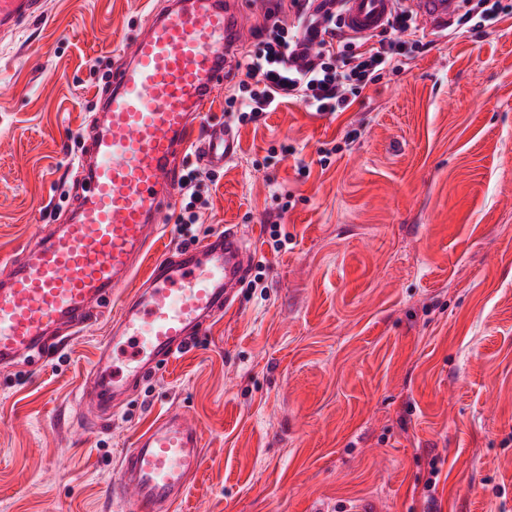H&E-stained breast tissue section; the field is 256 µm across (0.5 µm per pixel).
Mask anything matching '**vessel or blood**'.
Segmentation results:
<instances>
[{"mask_svg": "<svg viewBox=\"0 0 512 512\" xmlns=\"http://www.w3.org/2000/svg\"><path fill=\"white\" fill-rule=\"evenodd\" d=\"M396 6L397 0H344V28L355 35L378 31ZM413 6L440 31L457 0ZM43 13L44 0H0V31ZM241 18L239 7L224 0H171L123 49L111 89L89 118L72 220L43 235L24 261L0 265V364L42 349L55 328H86L122 295L175 196L179 157L189 146L210 169L234 155L232 128L202 123L201 116L242 40ZM250 266L235 225L154 258L138 289L122 296L89 375L101 416L193 346L200 326L231 305ZM203 462L200 431L172 411L137 436L113 488L129 512H173Z\"/></svg>", "mask_w": 512, "mask_h": 512, "instance_id": "obj_1", "label": "vessel or blood"}]
</instances>
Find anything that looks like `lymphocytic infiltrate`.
Returning a JSON list of instances; mask_svg holds the SVG:
<instances>
[{
	"label": "lymphocytic infiltrate",
	"instance_id": "lymphocytic-infiltrate-1",
	"mask_svg": "<svg viewBox=\"0 0 512 512\" xmlns=\"http://www.w3.org/2000/svg\"><path fill=\"white\" fill-rule=\"evenodd\" d=\"M297 10L296 24L278 20L260 30L262 50L248 58L244 79L224 100L225 112L235 114L238 123L259 122L290 101L322 116H336L383 72L401 70L409 48L423 46L415 17L401 5L385 26L389 38L376 46L344 36L340 11L327 9L308 18L305 5Z\"/></svg>",
	"mask_w": 512,
	"mask_h": 512
}]
</instances>
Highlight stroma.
I'll list each match as a JSON object with an SVG mask.
<instances>
[{
	"mask_svg": "<svg viewBox=\"0 0 512 512\" xmlns=\"http://www.w3.org/2000/svg\"><path fill=\"white\" fill-rule=\"evenodd\" d=\"M168 3L45 0L0 34V260L70 219L87 120ZM424 36L336 118L236 127L195 223L175 195L142 267L227 224L255 260L109 423L82 392L111 314L0 366V512H127L120 458L169 410L204 453L180 512H512V14Z\"/></svg>",
	"mask_w": 512,
	"mask_h": 512,
	"instance_id": "stroma-1",
	"label": "stroma"
}]
</instances>
